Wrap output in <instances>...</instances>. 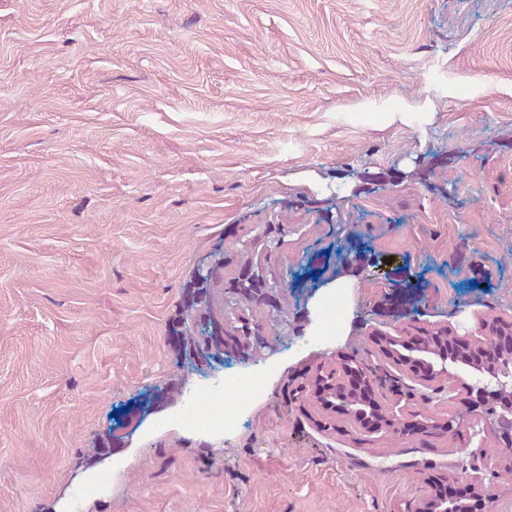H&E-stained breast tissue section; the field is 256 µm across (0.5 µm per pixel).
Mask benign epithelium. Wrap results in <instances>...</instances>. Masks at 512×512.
<instances>
[{
  "label": "benign epithelium",
  "mask_w": 512,
  "mask_h": 512,
  "mask_svg": "<svg viewBox=\"0 0 512 512\" xmlns=\"http://www.w3.org/2000/svg\"><path fill=\"white\" fill-rule=\"evenodd\" d=\"M344 266L357 268L376 279L396 287L393 299L401 302L400 317L416 321L423 284L408 271L406 265L380 254L369 256L355 239L350 240ZM224 267L218 258L206 274L196 276L192 301L200 302L204 288ZM248 345L245 336H228L224 324L210 322L205 337L190 345L193 354L208 358L225 354L226 346ZM375 360L350 353H333L329 361L311 367L298 387L300 407L317 409L321 418L317 428H336V420H345L370 435L398 434L401 421L379 395L383 382L391 378V370L410 375L425 388L440 381L448 382V392L464 394L462 401L471 414L470 425L483 433L481 443L470 448L463 440V420L455 414L429 415L424 419L412 414V430H434L462 440V447L473 458L471 472L465 477H445L444 484L460 485L467 497L440 494L439 482L427 479L428 491L413 512H472L470 503L477 502L482 512H501L500 495L492 478L500 470H512V327L484 323L475 333L461 336L443 325L424 330L415 336L406 331L399 336L377 332L374 336Z\"/></svg>",
  "instance_id": "7a95c632"
}]
</instances>
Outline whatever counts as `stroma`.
<instances>
[{"label":"stroma","mask_w":512,"mask_h":512,"mask_svg":"<svg viewBox=\"0 0 512 512\" xmlns=\"http://www.w3.org/2000/svg\"><path fill=\"white\" fill-rule=\"evenodd\" d=\"M352 231L421 326L512 322V0H0V512H395L468 473L299 408L314 352L406 327L361 274L319 339L298 271ZM239 315L247 354L177 338ZM232 371L266 377L240 424L179 426ZM347 248V255L344 258L345 268H357L364 273H369V268H372L371 277L383 279L396 287L393 302L399 300L401 307H405L399 317L415 322V313L419 311L423 292V284L420 280L408 271L405 264L389 256L384 254L369 256L362 244L355 239L350 240ZM389 259H392V263H389Z\"/></svg>","instance_id":"1"}]
</instances>
